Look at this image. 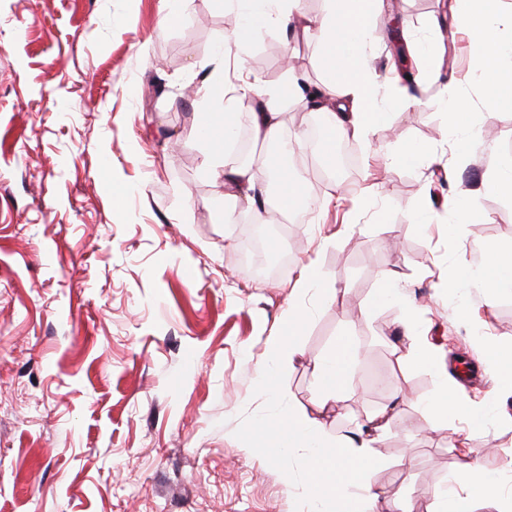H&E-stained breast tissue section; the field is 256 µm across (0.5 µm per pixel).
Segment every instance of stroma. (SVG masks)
Here are the masks:
<instances>
[{
    "label": "stroma",
    "mask_w": 512,
    "mask_h": 512,
    "mask_svg": "<svg viewBox=\"0 0 512 512\" xmlns=\"http://www.w3.org/2000/svg\"><path fill=\"white\" fill-rule=\"evenodd\" d=\"M393 2L378 0L376 21L400 13L429 51L410 74L433 63L454 73L469 114L447 136L440 89L425 84L369 140H349L355 163L330 178L321 157L294 148L305 208L270 224L266 243L268 259L293 260L261 277L242 255L254 220L225 202L197 132L212 101L203 78L232 25L224 0H0V512H304L303 466L280 451L260 386L272 336L301 350L283 379L305 409L313 361L338 337L354 341L352 388L322 423L352 436L396 406L373 480L409 512H432L457 442L499 473L512 430L431 427L420 406L442 398L440 381L400 361L401 305L374 298L381 272H396L448 367L465 351L466 397L512 414V396L483 373L512 365V293L489 308L458 278L485 246L512 255V199L482 184L512 164V74L494 75L497 94L472 83L465 26H430L443 0ZM285 55L306 83L323 78L314 37L290 42L275 28L227 67L274 85ZM474 129L482 145L470 144ZM415 147L433 161L413 160ZM365 196L372 208H357ZM459 196L482 220L457 231L443 203ZM325 236L333 245L317 250ZM311 260L338 294L292 328L291 285ZM482 335L493 354L475 351Z\"/></svg>",
    "instance_id": "35a3bbf8"
}]
</instances>
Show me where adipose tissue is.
Here are the masks:
<instances>
[{
	"mask_svg": "<svg viewBox=\"0 0 512 512\" xmlns=\"http://www.w3.org/2000/svg\"><path fill=\"white\" fill-rule=\"evenodd\" d=\"M234 12L227 47L239 50L246 47L261 29L277 24L286 29L314 33L320 48L325 78L312 92H305L296 75L269 87L246 84L237 97H225L224 73L215 71L212 84L214 99L222 101L224 122L211 126L207 118H200L201 139L209 147L207 163L215 181L220 182L226 199L259 213L263 206L262 176L264 167L251 164L226 167L214 152L216 140L232 136L237 118L235 104L248 109V121L255 140L273 142L282 140L288 116L285 103L297 104L303 111L316 112L322 118L325 147H332L341 138H365L372 134L382 117V109L375 101V90L381 75L371 63L373 47L383 34L373 20L375 0H324L322 12L308 16L303 0H227ZM488 0H452L450 14L462 21L472 42L481 48L482 56L474 67L473 81L480 82L495 71L512 69V38L503 39L502 27L512 28V6L498 13L487 9ZM504 259L495 247H487L483 262L464 273L465 280L485 293V304H492L502 291L512 288V277L495 276ZM291 293L296 300L288 310L289 321L308 316L306 301L316 297L322 301L335 299L337 290L326 283L315 265L303 267L292 283ZM414 308H406L401 320L402 334L408 345L402 355L404 364L429 366L435 369L444 390L457 383L449 376L435 348L415 326ZM356 348L348 338H340L322 358L313 365L319 390L312 410L294 409L281 413L278 419L283 448L305 451L307 471L305 493L311 512H329L340 501L351 500L361 493L368 512H381L382 492L373 483L378 466L375 450L389 429L395 410L380 408L359 425L358 438L327 440L320 414L329 409L336 398L351 386L349 366L355 359ZM433 423L454 424L466 421L471 425L494 422L498 426H512V416H489L481 406L461 405L455 400H433L429 403ZM438 512H504L512 499V487L499 477L489 475L473 460L469 452H462L460 461L448 486L436 494Z\"/></svg>",
	"mask_w": 512,
	"mask_h": 512,
	"instance_id": "adipose-tissue-1",
	"label": "adipose tissue"
}]
</instances>
